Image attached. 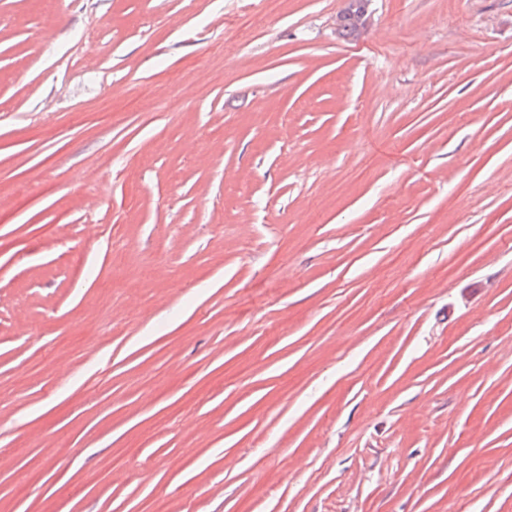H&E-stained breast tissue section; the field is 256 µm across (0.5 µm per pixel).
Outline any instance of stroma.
<instances>
[{
	"label": "stroma",
	"instance_id": "obj_1",
	"mask_svg": "<svg viewBox=\"0 0 512 512\" xmlns=\"http://www.w3.org/2000/svg\"><path fill=\"white\" fill-rule=\"evenodd\" d=\"M257 3L0 0V512H512V0ZM351 4L349 7L341 14L339 18V13L336 15V32L338 33L339 25V37L344 40H351L354 36V33L357 29V19L365 9L369 10L370 0H350ZM341 21V23H340Z\"/></svg>",
	"mask_w": 512,
	"mask_h": 512
}]
</instances>
